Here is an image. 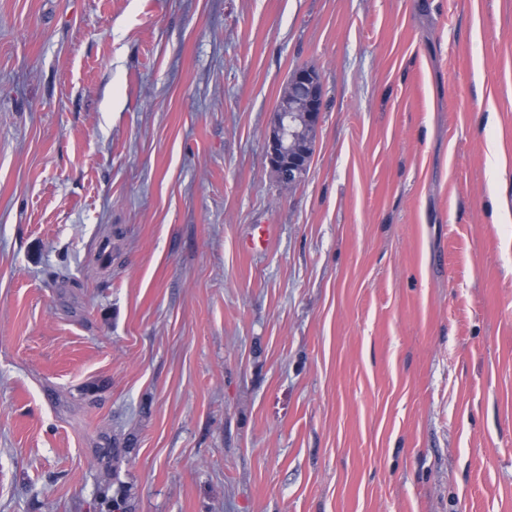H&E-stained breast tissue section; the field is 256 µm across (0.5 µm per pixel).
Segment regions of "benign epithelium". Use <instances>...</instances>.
Listing matches in <instances>:
<instances>
[{
  "label": "benign epithelium",
  "mask_w": 512,
  "mask_h": 512,
  "mask_svg": "<svg viewBox=\"0 0 512 512\" xmlns=\"http://www.w3.org/2000/svg\"><path fill=\"white\" fill-rule=\"evenodd\" d=\"M285 88H298L301 94L280 97L266 136V151L271 170L282 184L292 186L302 181L310 164L323 100L319 74L310 68L293 70Z\"/></svg>",
  "instance_id": "7a95c632"
}]
</instances>
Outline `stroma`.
Here are the masks:
<instances>
[{
	"instance_id": "obj_1",
	"label": "stroma",
	"mask_w": 512,
	"mask_h": 512,
	"mask_svg": "<svg viewBox=\"0 0 512 512\" xmlns=\"http://www.w3.org/2000/svg\"><path fill=\"white\" fill-rule=\"evenodd\" d=\"M498 205L512 0H0V512H512ZM304 67L289 75L285 88L290 94L281 95L266 136L270 168L282 178L281 184L288 186L298 184L305 176L323 115L319 74ZM294 88H299L301 94L296 95Z\"/></svg>"
}]
</instances>
